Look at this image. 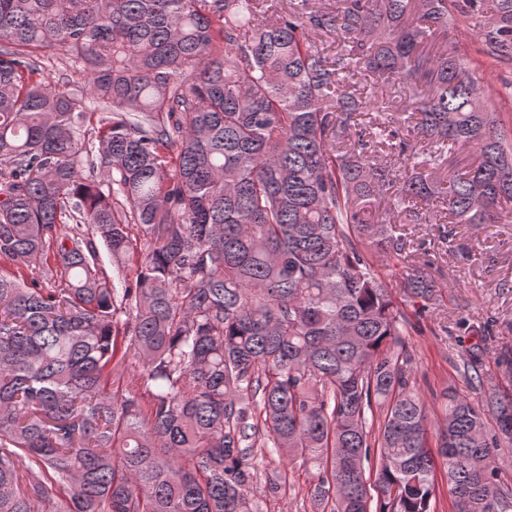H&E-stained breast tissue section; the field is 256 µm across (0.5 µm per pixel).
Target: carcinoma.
<instances>
[{
    "instance_id": "carcinoma-1",
    "label": "carcinoma",
    "mask_w": 512,
    "mask_h": 512,
    "mask_svg": "<svg viewBox=\"0 0 512 512\" xmlns=\"http://www.w3.org/2000/svg\"><path fill=\"white\" fill-rule=\"evenodd\" d=\"M307 2L0 0V512H262L273 454L312 512H437L440 467L454 512H512V397L470 349L480 401L431 414L372 262L397 213L512 223V127L425 51L462 19L512 61V0ZM51 47L82 86L45 83ZM355 69L429 82L395 115ZM404 288L433 300L418 266ZM477 149L473 146H466L456 149L455 152L446 155L442 170L447 174L457 169L465 168L476 160Z\"/></svg>"
}]
</instances>
